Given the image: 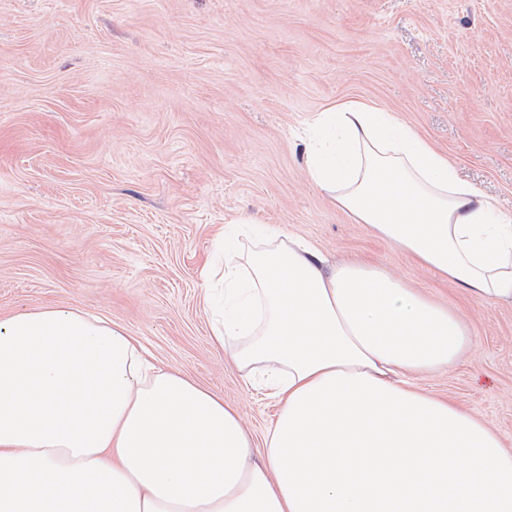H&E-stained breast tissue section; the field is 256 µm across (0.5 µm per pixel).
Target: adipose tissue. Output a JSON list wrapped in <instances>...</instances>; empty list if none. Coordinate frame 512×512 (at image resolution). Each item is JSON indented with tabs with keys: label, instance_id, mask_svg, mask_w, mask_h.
<instances>
[{
	"label": "adipose tissue",
	"instance_id": "ef3b65f1",
	"mask_svg": "<svg viewBox=\"0 0 512 512\" xmlns=\"http://www.w3.org/2000/svg\"><path fill=\"white\" fill-rule=\"evenodd\" d=\"M309 181L354 223L472 296L512 299V215L394 112L315 118ZM224 258L213 331L279 409L255 449L238 409L151 367L104 315L0 318V512H512V451L411 377L469 345L461 313L297 235Z\"/></svg>",
	"mask_w": 512,
	"mask_h": 512
}]
</instances>
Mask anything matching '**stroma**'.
<instances>
[{
    "mask_svg": "<svg viewBox=\"0 0 512 512\" xmlns=\"http://www.w3.org/2000/svg\"><path fill=\"white\" fill-rule=\"evenodd\" d=\"M396 112L512 212V0H0V316H108L160 368L278 406L212 336L218 229L290 231L460 311L472 346L416 388L512 449V300H479L308 180L318 112Z\"/></svg>",
    "mask_w": 512,
    "mask_h": 512,
    "instance_id": "stroma-1",
    "label": "stroma"
}]
</instances>
